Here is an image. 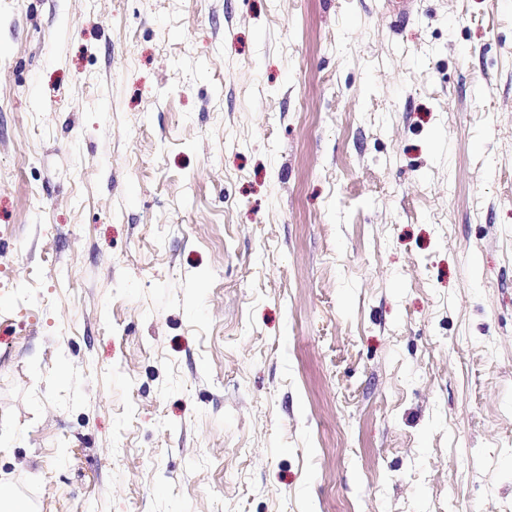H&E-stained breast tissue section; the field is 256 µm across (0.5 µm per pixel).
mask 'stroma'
Segmentation results:
<instances>
[{
	"label": "stroma",
	"instance_id": "1",
	"mask_svg": "<svg viewBox=\"0 0 512 512\" xmlns=\"http://www.w3.org/2000/svg\"><path fill=\"white\" fill-rule=\"evenodd\" d=\"M2 326L35 512H512V0H0Z\"/></svg>",
	"mask_w": 512,
	"mask_h": 512
}]
</instances>
